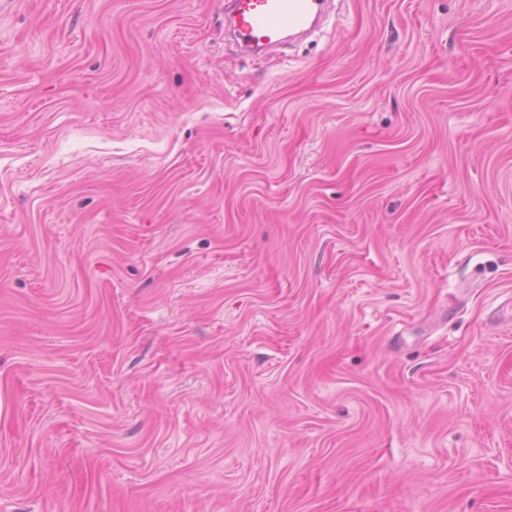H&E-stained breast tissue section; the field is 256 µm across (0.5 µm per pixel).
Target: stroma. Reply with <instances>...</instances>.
Returning a JSON list of instances; mask_svg holds the SVG:
<instances>
[{"label": "stroma", "instance_id": "1", "mask_svg": "<svg viewBox=\"0 0 512 512\" xmlns=\"http://www.w3.org/2000/svg\"><path fill=\"white\" fill-rule=\"evenodd\" d=\"M0 512H512V0H0ZM232 24L243 45H270L282 32L302 33L320 18L323 0H234Z\"/></svg>", "mask_w": 512, "mask_h": 512}]
</instances>
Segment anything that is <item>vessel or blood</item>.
Segmentation results:
<instances>
[{
    "label": "vessel or blood",
    "instance_id": "vessel-or-blood-1",
    "mask_svg": "<svg viewBox=\"0 0 512 512\" xmlns=\"http://www.w3.org/2000/svg\"><path fill=\"white\" fill-rule=\"evenodd\" d=\"M322 7L323 0H233L235 36L244 45H269L280 33L308 30Z\"/></svg>",
    "mask_w": 512,
    "mask_h": 512
}]
</instances>
